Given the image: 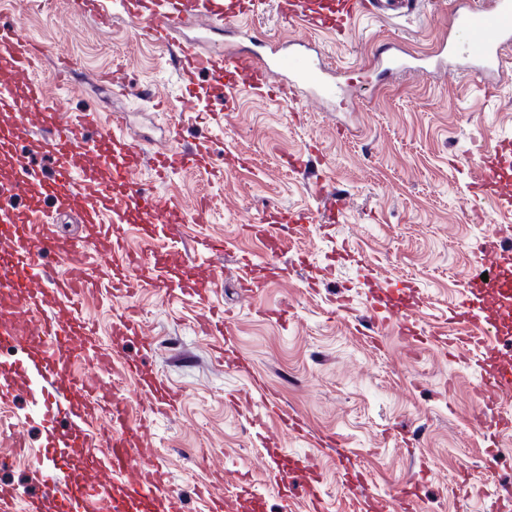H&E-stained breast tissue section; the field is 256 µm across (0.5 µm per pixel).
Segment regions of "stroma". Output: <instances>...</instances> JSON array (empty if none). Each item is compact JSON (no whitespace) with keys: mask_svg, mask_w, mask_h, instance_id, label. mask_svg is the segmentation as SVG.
<instances>
[{"mask_svg":"<svg viewBox=\"0 0 512 512\" xmlns=\"http://www.w3.org/2000/svg\"><path fill=\"white\" fill-rule=\"evenodd\" d=\"M420 12L393 21L357 20L347 37L310 31L284 19L277 0H260L236 33L206 25L180 28L200 52L262 41L309 42L332 68L370 66L399 46L416 56L434 52L442 36L457 43L459 0H422ZM69 0H0V28H11L41 50L35 78L57 87L50 106L71 113L98 110L126 119L124 134L149 154L196 146L207 149L167 181L150 168L137 184L175 201L184 222L165 227L170 243L162 260L144 253L138 225L125 246L143 253L138 270L120 268L121 291L88 293L83 315L101 344L137 340L115 333L114 312L130 306L143 334L154 341L147 371L181 396L178 411L157 415L138 385L120 379L132 424L150 423V448L184 512H198V491L217 498L241 485L266 495L270 512H304L300 500L280 495L288 474H274L273 459L303 456L322 477L325 512H357L358 491L348 470L364 474L366 491L395 512L398 499L417 485L413 512H512L499 502L512 483V430L480 429L474 393L485 353L449 352L436 334L467 333L452 315L464 299V282L481 266L478 249L492 231L512 238V219L495 198H474L475 162L498 141L512 138V57L487 76L453 61L450 74L397 72L362 76L348 108L304 111L272 95L239 93L232 108L210 98L211 75L175 69L166 44L153 40L123 11L109 22L70 13V27L55 19ZM74 63L61 73L59 57ZM120 67L137 87L156 88L162 106L139 95H116L97 81ZM204 223H193L200 204ZM307 212L312 223L295 225L269 253L249 224L263 217ZM220 242L210 263L219 276L213 310L190 301L185 260ZM253 260L264 282L255 300L238 284L242 261ZM166 270L171 298L148 288L154 263ZM284 309L282 318L262 308ZM385 316L373 332L371 312ZM230 317L235 349L252 364L243 376L217 360L220 335H205L208 314ZM408 324L412 337L401 334ZM259 379L281 406L307 424L309 439L266 416L261 444L245 420L262 409L251 385ZM24 449H16L17 440ZM44 447V429L30 417L24 397L0 405V481L26 493L30 459Z\"/></svg>","mask_w":512,"mask_h":512,"instance_id":"obj_1","label":"stroma"}]
</instances>
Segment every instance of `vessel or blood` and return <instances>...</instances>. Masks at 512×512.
I'll list each match as a JSON object with an SVG mask.
<instances>
[{
	"instance_id": "obj_1",
	"label": "vessel or blood",
	"mask_w": 512,
	"mask_h": 512,
	"mask_svg": "<svg viewBox=\"0 0 512 512\" xmlns=\"http://www.w3.org/2000/svg\"><path fill=\"white\" fill-rule=\"evenodd\" d=\"M128 16L156 40L167 41L172 30L188 25L196 17L209 20L212 29L224 27V0H119ZM419 0H278L280 14L306 28H330L337 35L350 32V22L367 14L391 20L415 11ZM454 18L459 28L473 31L475 38L465 48L483 70L499 66L501 50L512 44V0H490L480 5L464 0ZM171 58L185 73L209 71L215 79L214 98L227 99L223 81L233 71L249 91L275 93L280 98H302L307 108L316 109L335 98L342 86L351 84L350 72H331L301 50L282 45L269 56L255 52L215 50L201 55L194 41L170 42ZM35 47L16 34H0V110L11 113L13 124L0 129V156L8 158L10 170L0 179V189L26 198L24 209L0 211V239L9 244L0 255V290L8 298L0 304V348L25 347L29 355L14 361L0 360V374H19L27 383L26 398L35 415L48 430L47 444L36 456L33 472L38 492L26 501L28 512H92L100 500H107L110 512H183L180 498L167 488L160 464L137 442L148 434L146 425L129 426L123 402L113 396L100 374L112 361L123 362L127 373L147 386L159 412L177 410L179 397L163 382L147 376L144 355L152 348L149 337L140 335L132 316L122 313L119 333L139 339L138 353H127L114 345L99 352L87 373L78 375L72 365L93 344L92 328L77 316L86 281L73 277H48L50 257L65 252L52 224L42 216L41 201L56 199L91 230L82 242L86 257L96 260L100 270L111 272L112 260L125 248L121 229L139 225L150 250H158L160 224L181 221L177 204L161 201L134 180L143 149L123 135V117L103 122L97 112L73 116L44 106L42 86L31 76ZM46 133L39 146L42 155L53 158L48 175L36 171L32 161L14 156L12 148L25 136L30 124ZM89 154L97 169L78 171L73 158ZM477 166L480 178L473 191L497 199L502 213L512 215V139H502L496 152L482 157ZM301 212L277 224H265L259 231L277 241L295 224L310 223ZM483 271L470 276L467 293L477 302L503 313L512 312V245L498 234L489 233L480 245ZM66 302L70 316L45 319L42 309L48 301ZM512 334V328L495 321L479 325L476 332L453 336L449 345L487 347L490 337ZM512 389V362L497 359L475 394V403L484 427L507 428L512 419L497 413L502 392ZM112 407L119 431L106 436V452L90 458H76L69 447L85 442L97 406ZM70 427L55 430L57 418ZM264 501L248 488L231 498L213 500L208 512H262Z\"/></svg>"
}]
</instances>
